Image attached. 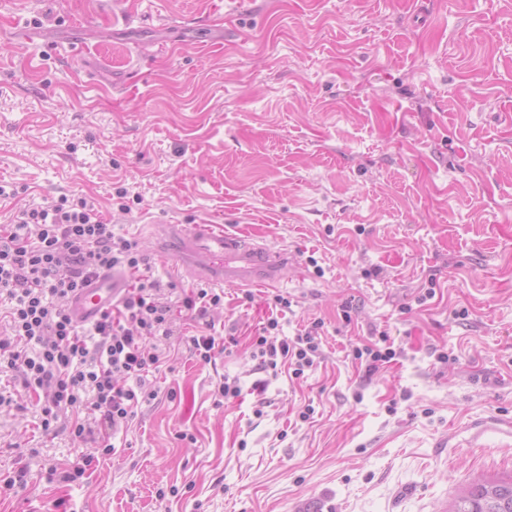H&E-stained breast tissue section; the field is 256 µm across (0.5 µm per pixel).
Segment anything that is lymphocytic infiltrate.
<instances>
[{"label":"lymphocytic infiltrate","instance_id":"obj_1","mask_svg":"<svg viewBox=\"0 0 512 512\" xmlns=\"http://www.w3.org/2000/svg\"><path fill=\"white\" fill-rule=\"evenodd\" d=\"M116 269L131 278L120 307L83 330L72 321L68 300ZM223 300L211 288L169 299L140 243L115 233L87 199L62 195L0 224V374L12 373L26 402L39 405L45 434L62 431L71 441L95 444L80 464L49 466L48 480L77 482L98 458L114 454L112 435L158 396L144 379L162 362L158 340L173 336L184 313L203 315ZM321 326L316 320L280 339L278 317L268 316L251 357L259 369L282 364L301 377L321 359Z\"/></svg>","mask_w":512,"mask_h":512}]
</instances>
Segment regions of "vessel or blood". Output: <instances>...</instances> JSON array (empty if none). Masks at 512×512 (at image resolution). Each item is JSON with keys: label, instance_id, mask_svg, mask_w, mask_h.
<instances>
[{"label": "vessel or blood", "instance_id": "1", "mask_svg": "<svg viewBox=\"0 0 512 512\" xmlns=\"http://www.w3.org/2000/svg\"><path fill=\"white\" fill-rule=\"evenodd\" d=\"M180 239L190 258L188 270L196 278L246 288L279 278L285 267L283 256L259 244L243 247L238 236L205 221L190 225L181 233ZM126 287L127 281L121 276L100 275L71 298L69 311L73 320L80 325L96 322L104 311L111 309Z\"/></svg>", "mask_w": 512, "mask_h": 512}]
</instances>
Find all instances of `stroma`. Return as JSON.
Returning a JSON list of instances; mask_svg holds the SVG:
<instances>
[{"instance_id":"1","label":"stroma","mask_w":512,"mask_h":512,"mask_svg":"<svg viewBox=\"0 0 512 512\" xmlns=\"http://www.w3.org/2000/svg\"><path fill=\"white\" fill-rule=\"evenodd\" d=\"M0 185V224L86 198L181 290L161 222L288 257L160 342L157 399L76 483L46 470L81 444L0 406V471L28 469L0 512H440L512 474L471 438L512 419V0H0ZM275 294L282 336L322 323L300 378L250 356ZM208 329L236 344L203 364ZM380 340L382 343L386 344L388 342V336L382 334ZM352 355L354 360L360 361L361 365L363 361H365L366 372L374 373L378 370L380 365L390 362L396 356V352L392 349L390 344H386L384 348L378 347L376 344H371L354 348Z\"/></svg>"}]
</instances>
